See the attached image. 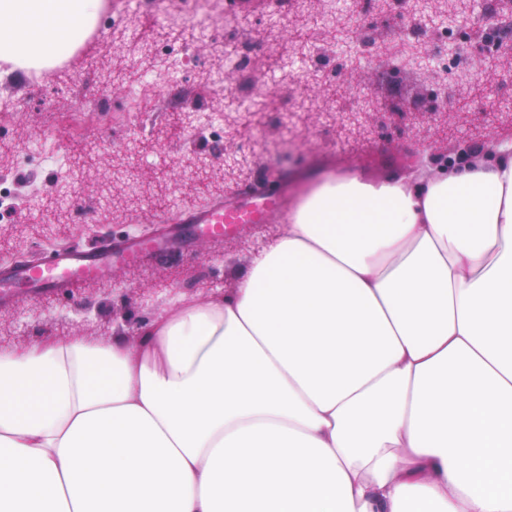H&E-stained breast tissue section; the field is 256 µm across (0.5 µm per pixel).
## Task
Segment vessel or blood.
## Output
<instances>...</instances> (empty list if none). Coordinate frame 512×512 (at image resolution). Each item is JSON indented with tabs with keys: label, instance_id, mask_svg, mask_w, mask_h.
Listing matches in <instances>:
<instances>
[{
	"label": "vessel or blood",
	"instance_id": "b4317fda",
	"mask_svg": "<svg viewBox=\"0 0 512 512\" xmlns=\"http://www.w3.org/2000/svg\"><path fill=\"white\" fill-rule=\"evenodd\" d=\"M287 197L255 190H225L223 199L161 216L162 228L151 240L132 244H102L58 250L39 263H0V304L18 290L53 296L73 283L98 277L115 263H141L166 253L174 242L220 238L233 224H267L284 219Z\"/></svg>",
	"mask_w": 512,
	"mask_h": 512
}]
</instances>
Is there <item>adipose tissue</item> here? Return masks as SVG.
<instances>
[{
    "label": "adipose tissue",
    "mask_w": 512,
    "mask_h": 512,
    "mask_svg": "<svg viewBox=\"0 0 512 512\" xmlns=\"http://www.w3.org/2000/svg\"><path fill=\"white\" fill-rule=\"evenodd\" d=\"M102 0H0L47 68ZM310 182L232 292L0 353V512H512V141Z\"/></svg>",
    "instance_id": "adipose-tissue-1"
}]
</instances>
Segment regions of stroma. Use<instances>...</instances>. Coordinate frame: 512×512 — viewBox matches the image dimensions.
Masks as SVG:
<instances>
[{"label": "stroma", "instance_id": "1", "mask_svg": "<svg viewBox=\"0 0 512 512\" xmlns=\"http://www.w3.org/2000/svg\"><path fill=\"white\" fill-rule=\"evenodd\" d=\"M489 2L427 0L421 9L413 0H299L274 14L263 0L247 13L218 0L210 25L232 35L250 30L254 41L232 83L265 96L272 110L295 95L311 104L258 132L215 83L226 74L228 54L204 40L194 43L198 68L189 83L204 112L192 121L165 111L158 92L168 88L173 67L161 64L159 52L168 38L191 29L124 0L128 22L88 38L62 65L0 77V174L15 179L21 205L14 214L0 210V261L34 263L56 249L151 236L165 212L202 205L228 185H263L271 170L287 181L293 202L304 177L344 170L370 151L379 157L366 176L378 179L424 156L453 162L460 152L512 137V49H486L474 22ZM440 18L448 21L447 41L423 38L422 57L413 63L389 54L393 43L412 39L413 27ZM331 21L351 28L354 39L327 36ZM299 40L328 62L324 79L306 77V56L291 52ZM90 101L106 103L107 111L76 124L73 114ZM397 103L404 112L394 111ZM356 110L359 121L344 122ZM215 122L235 132L220 153L207 143ZM37 141L56 149L58 165L29 159ZM133 151L140 164L128 177L122 162ZM280 232L277 223L240 225L146 263L113 265L56 297L0 305V352L43 340H108L118 329L136 338L172 293L230 291L231 267L245 266Z\"/></svg>", "mask_w": 512, "mask_h": 512}]
</instances>
